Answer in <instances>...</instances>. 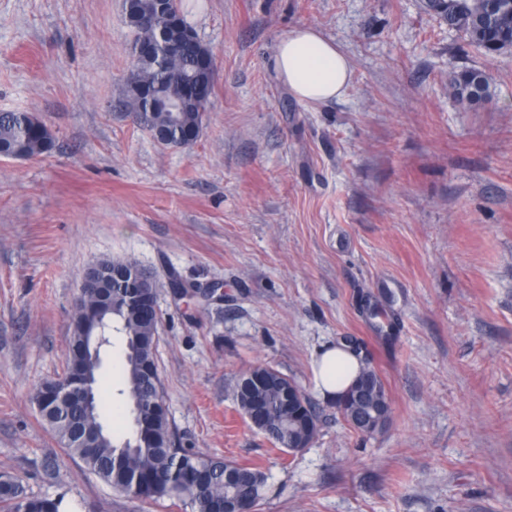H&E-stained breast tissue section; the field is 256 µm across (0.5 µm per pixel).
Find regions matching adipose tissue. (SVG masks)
I'll list each match as a JSON object with an SVG mask.
<instances>
[{
  "label": "adipose tissue",
  "instance_id": "1",
  "mask_svg": "<svg viewBox=\"0 0 512 512\" xmlns=\"http://www.w3.org/2000/svg\"><path fill=\"white\" fill-rule=\"evenodd\" d=\"M273 64L289 91L304 102L334 100L351 81L345 55L334 41L311 26L295 28L283 36L275 47ZM359 369L358 357L344 343L326 345L313 363L314 389L323 400H335L356 379Z\"/></svg>",
  "mask_w": 512,
  "mask_h": 512
}]
</instances>
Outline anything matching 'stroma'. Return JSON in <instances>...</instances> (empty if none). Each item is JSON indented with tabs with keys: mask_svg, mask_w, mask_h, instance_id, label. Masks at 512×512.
Listing matches in <instances>:
<instances>
[{
	"mask_svg": "<svg viewBox=\"0 0 512 512\" xmlns=\"http://www.w3.org/2000/svg\"><path fill=\"white\" fill-rule=\"evenodd\" d=\"M123 0H0V111L54 149L0 158V473L76 512H190L117 494L45 429L82 272L154 273L157 356L180 447L257 465V512H512V51L487 55L420 0H182L211 50L198 141L164 148L127 116ZM317 28L352 81L326 103L278 79L279 38ZM493 96L466 108L454 72ZM220 282L186 308L173 280ZM371 355L387 424L355 432L313 389L322 346ZM269 365L319 415L275 449L234 397ZM453 95L464 107H474L492 97L489 82L483 71L476 68L456 72L451 80Z\"/></svg>",
	"mask_w": 512,
	"mask_h": 512,
	"instance_id": "stroma-1",
	"label": "stroma"
}]
</instances>
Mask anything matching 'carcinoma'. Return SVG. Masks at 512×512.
<instances>
[{
    "label": "carcinoma",
    "mask_w": 512,
    "mask_h": 512,
    "mask_svg": "<svg viewBox=\"0 0 512 512\" xmlns=\"http://www.w3.org/2000/svg\"><path fill=\"white\" fill-rule=\"evenodd\" d=\"M156 0H128L125 21L135 40L155 39L163 19ZM423 8L448 28L459 32L472 46L487 54L512 49V0H421ZM207 47L184 42L173 54L135 62L137 84H125L123 95L127 115L165 148L177 142L191 146L201 135L210 102H184L181 111L168 112L150 105L147 96L161 93L167 98L181 96L183 82L198 72L201 53ZM453 95L464 107H474L492 97L483 71L463 69L451 80ZM54 135L33 112H0V156L31 159L52 150ZM79 306L72 319L69 351L63 380L78 372L81 338L96 329L94 310L104 308L102 330L121 337L122 354L118 378L120 394L132 405L133 429L127 437L109 433L86 443L81 436L94 430L107 398L94 394L91 409L75 405L65 414L57 407L53 388L40 387L34 396L39 415L48 430L67 446L87 471L117 493L161 502L188 500L193 512H224V505L236 512H255L265 483L256 467L214 459L176 444L168 413L155 406L161 380L157 363L159 317L154 308L127 302L112 291L85 288L79 292ZM360 374L372 379L374 397L359 401L347 392L336 399L343 419L355 426L359 416L374 411L390 412L384 381L372 361L360 358ZM299 385L270 366L245 373L235 387V399L243 415L258 410L265 418L266 435L286 449L307 441L317 431L318 415L305 395L295 396L288 406V391ZM63 497L28 496L13 476L0 474V512H60Z\"/></svg>",
    "instance_id": "obj_1"
}]
</instances>
